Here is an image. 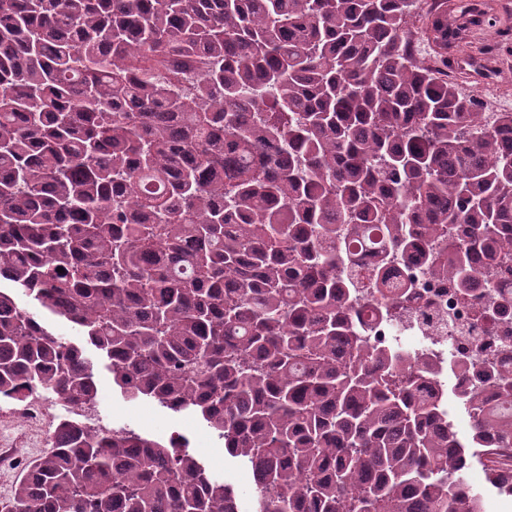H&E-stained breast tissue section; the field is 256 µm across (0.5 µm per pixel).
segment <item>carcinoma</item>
<instances>
[{"instance_id":"cac0c4a2","label":"carcinoma","mask_w":512,"mask_h":512,"mask_svg":"<svg viewBox=\"0 0 512 512\" xmlns=\"http://www.w3.org/2000/svg\"><path fill=\"white\" fill-rule=\"evenodd\" d=\"M415 2L0 0V400L92 409L103 367L198 413L256 512H484L475 449L337 274L372 235L465 294L512 260V112L418 56ZM472 17L434 0L429 31L446 50ZM491 379L458 394L476 449L512 441V364ZM238 499L183 435L62 416L0 512Z\"/></svg>"}]
</instances>
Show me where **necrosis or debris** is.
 <instances>
[{"mask_svg": "<svg viewBox=\"0 0 512 512\" xmlns=\"http://www.w3.org/2000/svg\"><path fill=\"white\" fill-rule=\"evenodd\" d=\"M385 264L391 287L407 280L415 282V296L388 301L379 315L361 305L364 333L374 343L388 344L390 337H406L411 351L423 356L435 369L448 367L449 351H456L453 366L457 385H466L473 369L512 361V302L502 299L504 286L512 287V267L498 268L490 281L480 283L473 297L460 298L448 281L432 278L427 256L416 254L406 260L384 263L379 243L359 247L352 266L355 278L367 267ZM483 467L475 478L495 479L500 496H512V447L492 445L483 450Z\"/></svg>", "mask_w": 512, "mask_h": 512, "instance_id": "4bbe7bcc", "label": "necrosis or debris"}]
</instances>
